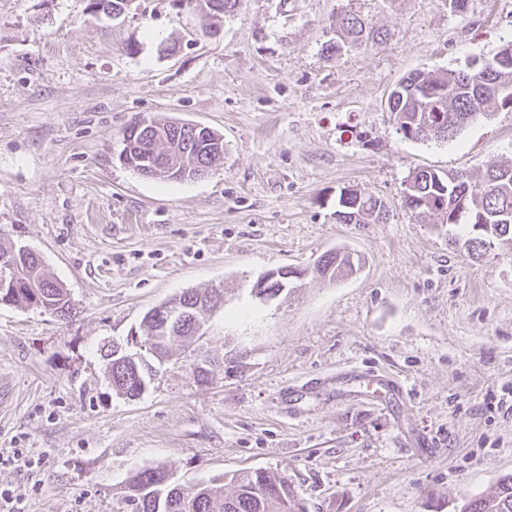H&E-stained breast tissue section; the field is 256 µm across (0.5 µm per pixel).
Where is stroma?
Listing matches in <instances>:
<instances>
[{
    "mask_svg": "<svg viewBox=\"0 0 512 512\" xmlns=\"http://www.w3.org/2000/svg\"><path fill=\"white\" fill-rule=\"evenodd\" d=\"M89 3L0 0V246L37 252L75 308L0 304V491L26 512H127L141 469L190 486L264 468L307 512H456L512 475V245L473 261L455 227L402 204L415 171L512 163V105L448 143L403 138L386 105L410 72L492 57L512 0H242L217 36L173 0L114 20ZM344 11L383 43L329 55ZM139 119L207 126L224 158L200 179L143 177L119 159ZM345 187L387 221H337ZM339 249L359 271L315 278ZM278 268L305 276L254 297ZM210 288L224 305L205 337L117 396L103 344L138 352L150 308ZM383 378L406 394L372 396Z\"/></svg>",
    "mask_w": 512,
    "mask_h": 512,
    "instance_id": "obj_1",
    "label": "stroma"
}]
</instances>
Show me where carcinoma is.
<instances>
[{"instance_id":"obj_1","label":"carcinoma","mask_w":512,"mask_h":512,"mask_svg":"<svg viewBox=\"0 0 512 512\" xmlns=\"http://www.w3.org/2000/svg\"><path fill=\"white\" fill-rule=\"evenodd\" d=\"M332 28L336 42L329 44V48L336 54L347 43L367 44L379 37V32L369 29L361 17L349 12L337 14ZM496 55L501 57L502 65L486 74L477 70L468 79L461 76V71L451 69L416 71L404 77L387 100L397 131L409 140H454L483 114V108L501 101V86H512V41L504 44ZM149 126L157 131L167 129L170 139L179 140L178 150L173 153L167 143L156 141L157 179L178 181L180 177L168 173L170 168L200 167L208 171L224 157V149L218 146L221 136L217 134L203 135L186 124L174 130L168 121H151ZM406 190L403 203L414 214L429 213L439 216L443 224L462 223L468 227L463 245L473 260L482 259L498 244L512 243V222H499L500 213L512 214V165L493 164L479 181L462 172L442 177L420 170L410 178ZM361 193V199H352V206L336 209V219L344 224L383 223L387 216L385 203L364 189ZM13 254L18 258V278L8 303L21 308L35 305L60 319L70 318L74 308L69 294L46 272L39 255L0 248V257ZM357 270L353 257L340 250L325 253L314 267L319 277L329 280ZM212 295V291H191L183 293L179 300L191 306L201 302L192 313L204 323L212 313L208 306ZM141 331L147 346L157 352V360L168 358L196 335L191 320L170 322L162 330L145 317ZM118 348L115 342L107 345L102 357L106 360L109 383L121 395L136 389V384L127 379L126 370L114 366L112 354ZM166 475L165 468L155 467L138 470L128 477L124 500L130 512H300L298 493L272 470L245 469L233 473L228 478V493L205 482L187 489L166 480ZM459 512H512V476L504 477L495 492L463 501Z\"/></svg>"}]
</instances>
